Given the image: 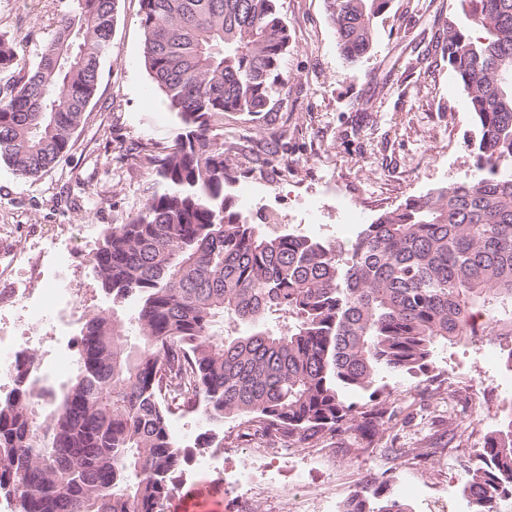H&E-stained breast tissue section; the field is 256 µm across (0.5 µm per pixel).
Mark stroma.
Segmentation results:
<instances>
[{
    "label": "stroma",
    "instance_id": "1",
    "mask_svg": "<svg viewBox=\"0 0 512 512\" xmlns=\"http://www.w3.org/2000/svg\"><path fill=\"white\" fill-rule=\"evenodd\" d=\"M73 0H0V34L20 41L23 62L36 66L60 15ZM292 36L280 72L286 94L270 112L254 117L228 112L224 125L251 132L250 141L228 146L236 180L256 191L246 210L249 222L277 212L269 234L295 231L324 241L349 242L359 230L350 212L373 221L412 196L476 175L477 157L468 146L474 131L465 92L443 51L433 24L435 10L457 21L459 0H392L378 20L370 53L348 64L338 47L326 0H277ZM140 0H118L112 52L100 60L97 94L73 146L60 164L35 181L19 179L0 160V247L29 250L43 257L45 273L30 280L24 266L0 273V321L8 335L38 366L51 365L60 350L77 351L80 328L110 308L91 257L107 230L141 208L154 177L137 164L142 144L169 141L177 127L151 81L143 61ZM371 111H361L364 102ZM275 163H268V155ZM63 250L56 262L55 250ZM71 289L72 318L57 339L56 301L46 295L54 277ZM31 289L44 309L43 320L29 318L12 303L13 289ZM434 369L465 388L469 404L449 402L447 388L421 377L384 378L392 401L402 409L383 437L399 448L386 455L379 447L350 442L346 435L324 439L315 448L290 447L289 457L271 454L269 478L253 492L248 512H284L295 482L308 496L305 512H336L370 475L392 476L394 494L413 512H435L436 500L448 512H468L458 487L462 466L482 435L495 429L512 402V370L498 341L479 340L438 347ZM458 430H451V423ZM238 420L209 423L195 414H176L169 431L194 456L212 453L229 468H240L260 439L239 438ZM205 487L215 512H228L231 495L220 474H200L184 465L175 496Z\"/></svg>",
    "mask_w": 512,
    "mask_h": 512
}]
</instances>
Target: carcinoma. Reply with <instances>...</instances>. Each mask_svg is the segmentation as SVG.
<instances>
[{"mask_svg": "<svg viewBox=\"0 0 512 512\" xmlns=\"http://www.w3.org/2000/svg\"><path fill=\"white\" fill-rule=\"evenodd\" d=\"M445 52L478 133L465 178L381 213L346 247L267 234L224 193V113L259 116L284 89L291 35L276 0H140L143 58L178 119L136 161L158 189L113 225L91 263L112 309L81 329L79 369L57 414L36 421L34 356L0 397V496L15 512H167L186 450L169 416L239 419L268 447L314 448L328 433L371 444L396 410L388 373L431 380L433 354L477 336H512V0H460ZM117 0H74L37 66L0 35V159L22 180L57 166L112 53ZM353 65L391 0H327ZM136 302L128 345L118 314ZM355 394L368 396L362 406ZM470 512L512 498V403L459 476ZM351 512H412L372 478Z\"/></svg>", "mask_w": 512, "mask_h": 512, "instance_id": "cac0c4a2", "label": "carcinoma"}]
</instances>
